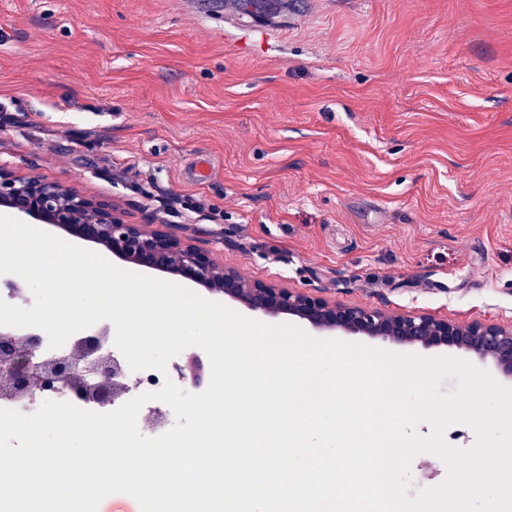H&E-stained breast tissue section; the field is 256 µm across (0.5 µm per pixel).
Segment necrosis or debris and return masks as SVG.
<instances>
[{"label": "necrosis or debris", "instance_id": "necrosis-or-debris-1", "mask_svg": "<svg viewBox=\"0 0 512 512\" xmlns=\"http://www.w3.org/2000/svg\"><path fill=\"white\" fill-rule=\"evenodd\" d=\"M10 341L13 345L14 367L27 369L32 357L47 364L64 359L75 368L73 385L69 388L48 392L15 394L9 388L7 377L0 373V409L26 410L30 405L45 401L68 402L81 409L102 412V405L90 400V385L106 384L112 392L113 402L133 399L136 396L161 390L166 382H173L186 392L194 393L209 384L211 366L206 354L187 348L174 356L166 371L146 369L130 370L124 356L114 344L115 327L102 320L91 327L76 332L59 348H50L48 340H41L37 354H30L26 340L32 328H12Z\"/></svg>", "mask_w": 512, "mask_h": 512}]
</instances>
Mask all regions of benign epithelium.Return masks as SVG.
<instances>
[{"label": "benign epithelium", "instance_id": "7a95c632", "mask_svg": "<svg viewBox=\"0 0 512 512\" xmlns=\"http://www.w3.org/2000/svg\"><path fill=\"white\" fill-rule=\"evenodd\" d=\"M27 223L49 224L76 239L89 238L112 251L113 257L168 278L196 286L220 288L224 297L264 316L289 315L323 332H345L400 344L458 347L494 369L512 375V326L474 321L457 324L428 313L368 310L296 288L253 280L244 272L223 267L212 254L174 232L131 224L116 206L81 195L67 185L0 166V214ZM72 367L58 364L45 375L44 387L66 386Z\"/></svg>", "mask_w": 512, "mask_h": 512}]
</instances>
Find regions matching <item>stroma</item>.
<instances>
[{
    "label": "stroma",
    "instance_id": "1",
    "mask_svg": "<svg viewBox=\"0 0 512 512\" xmlns=\"http://www.w3.org/2000/svg\"><path fill=\"white\" fill-rule=\"evenodd\" d=\"M221 3L0 0V164L255 279L512 324V0ZM238 1L239 9L244 14L250 15H275L279 13L284 7L285 2L288 0H236Z\"/></svg>",
    "mask_w": 512,
    "mask_h": 512
}]
</instances>
